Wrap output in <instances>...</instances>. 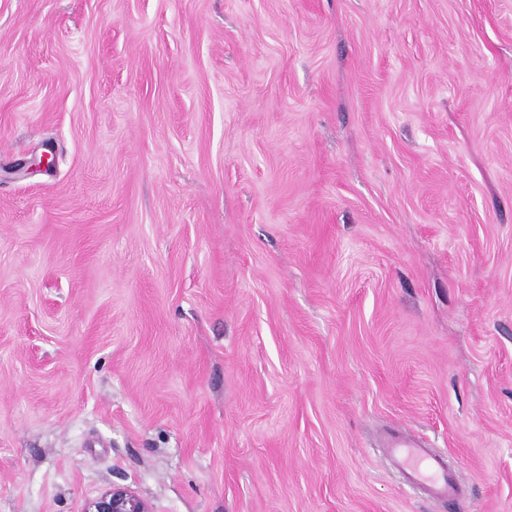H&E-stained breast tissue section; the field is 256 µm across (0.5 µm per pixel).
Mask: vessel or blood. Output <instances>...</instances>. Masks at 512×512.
<instances>
[{
  "label": "vessel or blood",
  "instance_id": "obj_1",
  "mask_svg": "<svg viewBox=\"0 0 512 512\" xmlns=\"http://www.w3.org/2000/svg\"><path fill=\"white\" fill-rule=\"evenodd\" d=\"M390 461L406 482L431 500H455L462 489L447 459L409 433L390 436L384 445Z\"/></svg>",
  "mask_w": 512,
  "mask_h": 512
}]
</instances>
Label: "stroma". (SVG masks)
Segmentation results:
<instances>
[{
	"instance_id": "35a3bbf8",
	"label": "stroma",
	"mask_w": 512,
	"mask_h": 512,
	"mask_svg": "<svg viewBox=\"0 0 512 512\" xmlns=\"http://www.w3.org/2000/svg\"><path fill=\"white\" fill-rule=\"evenodd\" d=\"M50 147L0 180V512H512V0H0V168ZM383 450L406 482L430 500H455L462 489L447 459L411 433L389 437ZM83 512H151V508L129 487L112 485L88 500Z\"/></svg>"
}]
</instances>
